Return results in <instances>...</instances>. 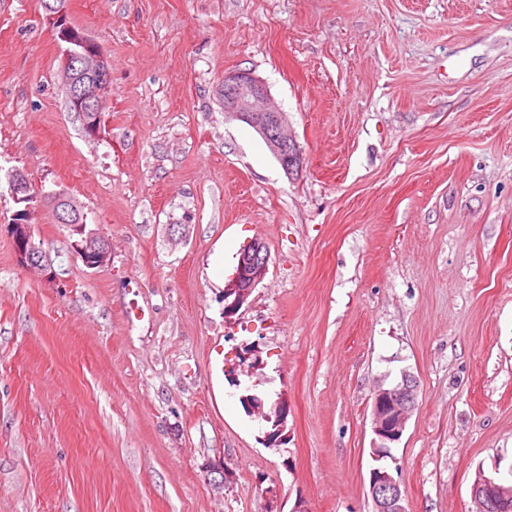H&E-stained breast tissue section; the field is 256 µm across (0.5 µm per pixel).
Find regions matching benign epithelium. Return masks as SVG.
Wrapping results in <instances>:
<instances>
[{
  "label": "benign epithelium",
  "mask_w": 512,
  "mask_h": 512,
  "mask_svg": "<svg viewBox=\"0 0 512 512\" xmlns=\"http://www.w3.org/2000/svg\"><path fill=\"white\" fill-rule=\"evenodd\" d=\"M65 0H52L46 6V16L58 39L65 43L62 60V87L69 110L83 121L89 138L99 135L111 88V71L101 47L82 31L72 27L64 6ZM224 104V116L244 122L261 136L273 156L287 174L303 169V156L296 141L288 133V118L274 109L263 81L246 70L224 73L217 89ZM9 189L17 203L25 204L18 220L11 224L19 262L29 269L50 267L45 249L35 243L33 225L28 219V202L41 197L56 213L58 222L69 224L80 235L73 243V252L89 268H97L110 260L109 243L92 230H86L85 215L76 202L62 192L42 196L20 171L9 177ZM269 269V253L262 241L252 242L239 256L236 272L224 285V318L230 319L244 306ZM263 365L260 342L241 344L238 367L241 374L251 377ZM247 411L265 427L263 441L270 448L286 443L288 405L279 397L269 403L256 393L242 395ZM418 385L409 372H401L400 381L388 388H378L372 400V458L378 465L370 470L369 493L373 512H407L401 484L390 468L382 464L387 449L399 443L407 423L417 406ZM478 505L477 512H512V484L476 475L471 488Z\"/></svg>",
  "instance_id": "obj_1"
}]
</instances>
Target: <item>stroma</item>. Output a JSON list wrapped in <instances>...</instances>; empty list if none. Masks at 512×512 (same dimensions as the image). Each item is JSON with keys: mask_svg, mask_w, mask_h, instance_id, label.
Masks as SVG:
<instances>
[{"mask_svg": "<svg viewBox=\"0 0 512 512\" xmlns=\"http://www.w3.org/2000/svg\"><path fill=\"white\" fill-rule=\"evenodd\" d=\"M112 72L88 140L42 0H0V512H372L371 402L418 403L392 450L407 512H475L512 479V0H67ZM267 85L289 177L217 87ZM61 191L112 246L22 266L8 180ZM182 224L186 237L168 241ZM269 272L224 316L254 240ZM288 403L266 447L228 369ZM260 342L257 340L241 344L238 367L241 374L253 377L263 362L260 358ZM471 492L478 505L477 512H509L512 509V483L509 485L479 472Z\"/></svg>", "mask_w": 512, "mask_h": 512, "instance_id": "1", "label": "stroma"}]
</instances>
